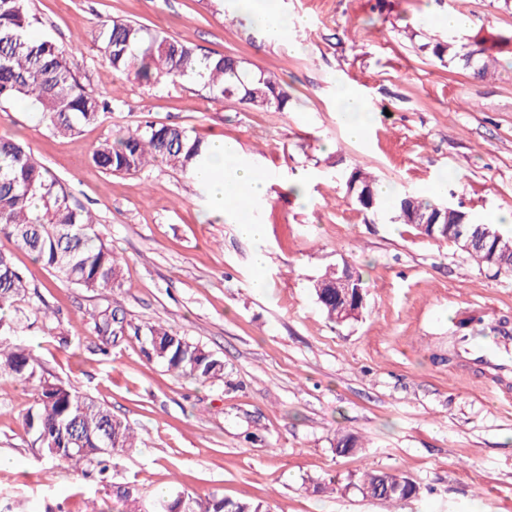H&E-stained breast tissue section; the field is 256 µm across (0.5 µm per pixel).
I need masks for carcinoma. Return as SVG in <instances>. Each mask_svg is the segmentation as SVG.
<instances>
[{"instance_id":"carcinoma-1","label":"carcinoma","mask_w":512,"mask_h":512,"mask_svg":"<svg viewBox=\"0 0 512 512\" xmlns=\"http://www.w3.org/2000/svg\"><path fill=\"white\" fill-rule=\"evenodd\" d=\"M38 19L28 0H0V101L25 104L39 122L61 138L78 135L112 110L111 101L89 91L77 78L66 50L33 33ZM98 48L112 74L132 76L144 87L164 82L195 83L213 100H235L252 110L288 108V89L273 74L252 69L238 57L206 51L190 42L162 35L124 20L103 23ZM418 50L440 62L454 63L486 76L498 64L486 40L457 45L452 37L426 42ZM92 162L112 174H137L160 163L191 177L208 163V144L192 131L145 122L99 142ZM345 195L362 209L384 215L386 203L376 190L377 179L354 168L336 175ZM400 224H463L474 233L477 224L461 204L404 193L392 206ZM498 249L465 251L496 276L512 277V235L494 225ZM0 236L13 240L68 286L87 289L120 287L123 264L102 240L90 211L74 204L67 187L21 143L0 137ZM30 285L11 257L0 252V310H8L28 295ZM317 302L328 319L343 317L332 289L321 275L313 281ZM95 333L118 338L133 330L144 337L151 354L178 376L208 381L224 376V360L159 323L132 326L118 310L91 314ZM16 322L0 316V374L30 379L41 365L26 345L17 341ZM37 404L23 417L42 456L59 465L92 467L104 473L109 459L136 447L137 431L92 398L61 380L40 381ZM373 491V500L396 504L417 494L418 485L392 472L370 469L356 482ZM160 512H267L260 502L233 500L216 493L197 502L181 496L157 504Z\"/></svg>"}]
</instances>
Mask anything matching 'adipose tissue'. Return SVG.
<instances>
[{
  "instance_id": "1",
  "label": "adipose tissue",
  "mask_w": 512,
  "mask_h": 512,
  "mask_svg": "<svg viewBox=\"0 0 512 512\" xmlns=\"http://www.w3.org/2000/svg\"><path fill=\"white\" fill-rule=\"evenodd\" d=\"M199 180L216 201L227 206L244 197L253 201L266 197L265 178L243 161L232 145L221 140L211 143L210 163Z\"/></svg>"
}]
</instances>
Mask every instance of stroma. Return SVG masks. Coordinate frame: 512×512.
Masks as SVG:
<instances>
[{
  "mask_svg": "<svg viewBox=\"0 0 512 512\" xmlns=\"http://www.w3.org/2000/svg\"><path fill=\"white\" fill-rule=\"evenodd\" d=\"M272 4L305 25L272 42L233 0H30L38 35L69 53L112 111L62 139L23 104L0 103V135L22 141L66 184L125 264L117 290L66 286L1 237L0 251L32 286L23 309L50 315L20 337L45 377L127 419L138 446L115 458L106 479L52 463L22 425L38 380L0 376V456L18 461L0 468V512H153L158 500L215 490L270 512H386L350 486L370 468L419 486L395 512H512V397L463 367L453 348L463 322L512 324V278L451 242L374 217L336 180L337 167L358 166L425 194L447 173V199L475 221L512 209V8L503 0ZM450 13L468 21L453 34L459 42L498 35L493 76L418 50L450 35L425 24ZM112 19L239 57L275 73L293 99L287 111L259 112L210 100L188 82L113 81L97 43ZM408 26L417 41L406 38ZM341 82L371 106L364 140H349L338 118ZM147 121L236 144L267 177L262 238L242 239L239 214L187 176L163 166L113 175L92 163L100 141ZM343 263L362 276L366 308L336 326L311 285ZM109 306L223 358V378L192 382L148 358L136 337L97 336L90 314ZM342 434L358 436L363 451L337 454ZM125 482L138 488L137 501L116 498Z\"/></svg>",
  "mask_w": 512,
  "mask_h": 512,
  "instance_id": "obj_1",
  "label": "stroma"
}]
</instances>
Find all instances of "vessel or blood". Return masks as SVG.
<instances>
[{
	"label": "vessel or blood",
	"mask_w": 512,
	"mask_h": 512,
	"mask_svg": "<svg viewBox=\"0 0 512 512\" xmlns=\"http://www.w3.org/2000/svg\"><path fill=\"white\" fill-rule=\"evenodd\" d=\"M484 330L488 341L474 337H462L456 349L457 355L468 365L474 366L497 378L512 376V325L493 320Z\"/></svg>",
	"instance_id": "1"
}]
</instances>
